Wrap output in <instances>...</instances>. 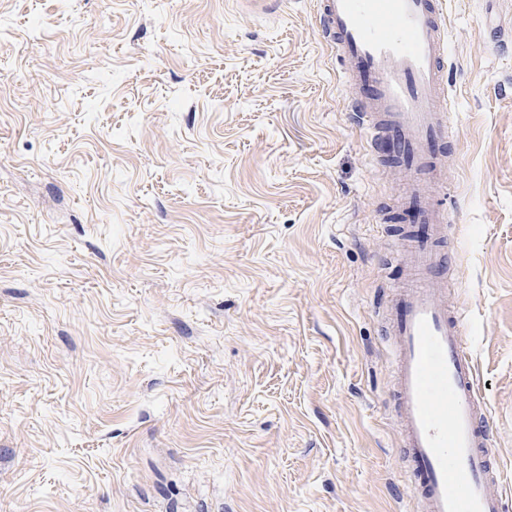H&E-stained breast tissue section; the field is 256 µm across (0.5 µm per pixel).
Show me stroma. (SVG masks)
Masks as SVG:
<instances>
[{
	"instance_id": "obj_1",
	"label": "stroma",
	"mask_w": 512,
	"mask_h": 512,
	"mask_svg": "<svg viewBox=\"0 0 512 512\" xmlns=\"http://www.w3.org/2000/svg\"><path fill=\"white\" fill-rule=\"evenodd\" d=\"M316 0H0V512H418L396 190ZM448 302L512 471V0H449Z\"/></svg>"
}]
</instances>
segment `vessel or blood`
I'll return each instance as SVG.
<instances>
[{
  "label": "vessel or blood",
  "instance_id": "vessel-or-blood-1",
  "mask_svg": "<svg viewBox=\"0 0 512 512\" xmlns=\"http://www.w3.org/2000/svg\"><path fill=\"white\" fill-rule=\"evenodd\" d=\"M324 39L352 91L371 150L402 173L394 198L418 229L404 232L405 269L389 308L403 455L420 512H512L465 317L441 281L449 220L428 182L447 180L448 29L441 0H316Z\"/></svg>",
  "mask_w": 512,
  "mask_h": 512
}]
</instances>
